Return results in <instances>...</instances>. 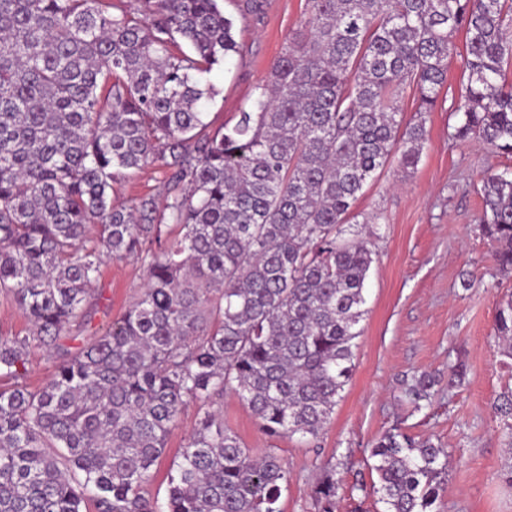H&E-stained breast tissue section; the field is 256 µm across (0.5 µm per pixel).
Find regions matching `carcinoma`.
I'll list each match as a JSON object with an SVG mask.
<instances>
[{"label":"carcinoma","instance_id":"1","mask_svg":"<svg viewBox=\"0 0 512 512\" xmlns=\"http://www.w3.org/2000/svg\"><path fill=\"white\" fill-rule=\"evenodd\" d=\"M222 0H0V512H282L291 472L215 406L231 391L264 435L315 439L354 371L372 238L347 228L365 186L415 168L465 32L454 137L512 153V0H306L257 95L210 130L202 76L240 50ZM418 95L405 121L407 90ZM146 166L165 199L114 202ZM480 229L512 274V177L483 185ZM136 257L142 295L85 337L104 259ZM512 358V298L494 316ZM54 369L28 388L31 351ZM437 380L403 384L418 410ZM198 422L166 495L146 491L183 408ZM508 437L512 390L493 403ZM382 512H436L448 452L395 427L370 449ZM336 478L314 492L335 512ZM27 323L15 304L7 297L0 296V331H24Z\"/></svg>","mask_w":512,"mask_h":512}]
</instances>
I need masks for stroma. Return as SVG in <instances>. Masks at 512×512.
Masks as SVG:
<instances>
[{
  "mask_svg": "<svg viewBox=\"0 0 512 512\" xmlns=\"http://www.w3.org/2000/svg\"><path fill=\"white\" fill-rule=\"evenodd\" d=\"M245 0H224L236 19L239 55L216 66L206 81L213 97L206 106L212 128L235 121L253 97L271 62L303 17L305 0H260L256 12ZM462 60L448 64V81L427 116L429 137L416 168L403 174L390 163L355 205L361 213L384 215L377 256L366 283L367 313L356 340L355 370L333 416L317 439H271L234 394L220 408L224 424L254 453L276 449L293 478L282 492L283 512H315L313 489L335 463L336 512H382L374 497L359 491L371 484V444L397 427L440 444L451 456L440 512H512V484L502 477L507 445L492 403L512 388V359L493 333L499 302L512 296V276L499 274L494 243L480 230L483 178L512 174V155L482 141L453 140L461 115ZM478 281L463 287L462 276ZM145 276L131 258L105 260L88 304L85 333L108 331L143 291ZM463 363V385L449 387L448 368ZM430 372L439 380L430 406L414 410L402 398V382ZM198 417L188 404L173 428L167 450L147 487L164 496L166 475Z\"/></svg>",
  "mask_w": 512,
  "mask_h": 512,
  "instance_id": "stroma-1",
  "label": "stroma"
}]
</instances>
